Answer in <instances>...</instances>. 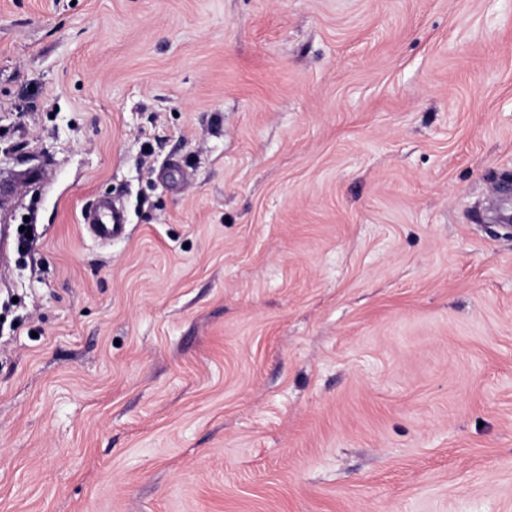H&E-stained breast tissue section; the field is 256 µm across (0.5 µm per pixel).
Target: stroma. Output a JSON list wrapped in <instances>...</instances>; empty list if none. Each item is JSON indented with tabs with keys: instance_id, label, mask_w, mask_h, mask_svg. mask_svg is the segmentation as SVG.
Listing matches in <instances>:
<instances>
[{
	"instance_id": "35a3bbf8",
	"label": "stroma",
	"mask_w": 512,
	"mask_h": 512,
	"mask_svg": "<svg viewBox=\"0 0 512 512\" xmlns=\"http://www.w3.org/2000/svg\"><path fill=\"white\" fill-rule=\"evenodd\" d=\"M511 186L512 0H0V512H512ZM85 227L100 242H112L126 234V217L123 211L109 205H99L83 216Z\"/></svg>"
}]
</instances>
